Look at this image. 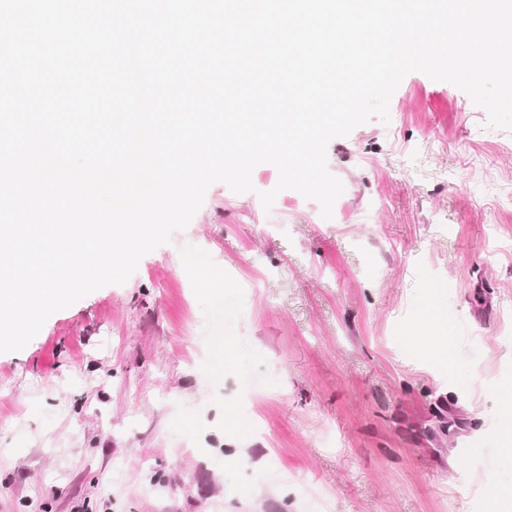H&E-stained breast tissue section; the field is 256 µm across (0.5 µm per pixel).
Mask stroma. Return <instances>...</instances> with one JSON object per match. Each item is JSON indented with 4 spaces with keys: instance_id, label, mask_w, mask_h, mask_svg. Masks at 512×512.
<instances>
[{
    "instance_id": "obj_1",
    "label": "stroma",
    "mask_w": 512,
    "mask_h": 512,
    "mask_svg": "<svg viewBox=\"0 0 512 512\" xmlns=\"http://www.w3.org/2000/svg\"><path fill=\"white\" fill-rule=\"evenodd\" d=\"M389 114L330 141L331 219L260 164L0 353V512H499L512 131L420 72Z\"/></svg>"
}]
</instances>
